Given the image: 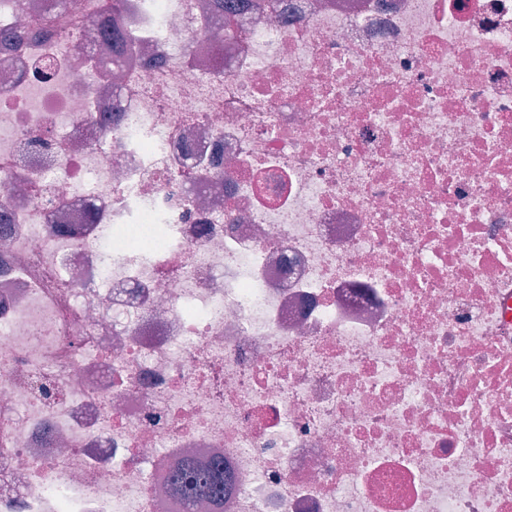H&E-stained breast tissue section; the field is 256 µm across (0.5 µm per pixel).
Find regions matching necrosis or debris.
Segmentation results:
<instances>
[{
    "label": "necrosis or debris",
    "mask_w": 512,
    "mask_h": 512,
    "mask_svg": "<svg viewBox=\"0 0 512 512\" xmlns=\"http://www.w3.org/2000/svg\"><path fill=\"white\" fill-rule=\"evenodd\" d=\"M92 2L0 0V512H512V0ZM102 12L105 15V32L112 37L111 65H123L128 56L123 53L119 28L124 24L127 14V0H102ZM227 484L224 463L210 461L196 464L187 461L185 467L170 476L172 492L189 503L197 498H209L224 503V489Z\"/></svg>",
    "instance_id": "obj_1"
}]
</instances>
